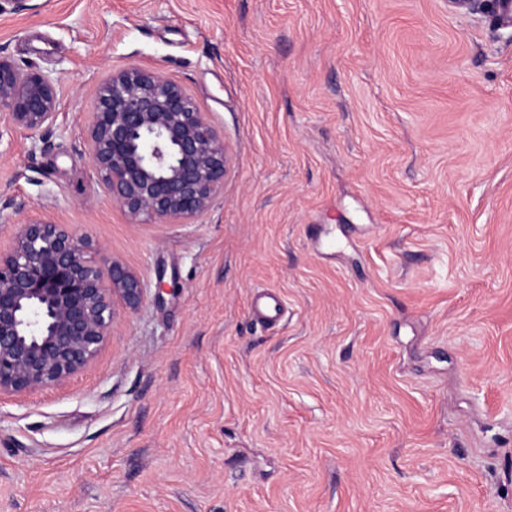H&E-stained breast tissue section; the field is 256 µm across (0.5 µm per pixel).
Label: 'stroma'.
<instances>
[{
    "mask_svg": "<svg viewBox=\"0 0 512 512\" xmlns=\"http://www.w3.org/2000/svg\"><path fill=\"white\" fill-rule=\"evenodd\" d=\"M59 115L0 137V245L51 220L135 271L92 365L0 397V512H512V28L491 0H0ZM234 160L131 220L85 131L110 70ZM287 312L256 321L257 291Z\"/></svg>",
    "mask_w": 512,
    "mask_h": 512,
    "instance_id": "stroma-1",
    "label": "stroma"
}]
</instances>
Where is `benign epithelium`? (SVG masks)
<instances>
[{
	"label": "benign epithelium",
	"instance_id": "benign-epithelium-1",
	"mask_svg": "<svg viewBox=\"0 0 512 512\" xmlns=\"http://www.w3.org/2000/svg\"><path fill=\"white\" fill-rule=\"evenodd\" d=\"M54 81L0 56V116L31 136L52 126ZM86 150L112 201L165 224L205 213L232 150L189 91L157 70H111L93 99ZM144 299L140 277L52 221L15 225L0 249V396L57 387L96 357L116 314Z\"/></svg>",
	"mask_w": 512,
	"mask_h": 512
}]
</instances>
